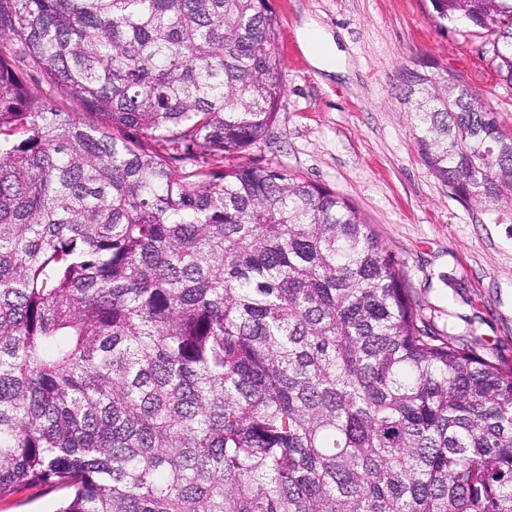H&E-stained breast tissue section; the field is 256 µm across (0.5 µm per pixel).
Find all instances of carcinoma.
Masks as SVG:
<instances>
[{
  "instance_id": "cac0c4a2",
  "label": "carcinoma",
  "mask_w": 512,
  "mask_h": 512,
  "mask_svg": "<svg viewBox=\"0 0 512 512\" xmlns=\"http://www.w3.org/2000/svg\"><path fill=\"white\" fill-rule=\"evenodd\" d=\"M430 3L512 85V0ZM278 28L271 0H0V495L512 512V367L425 324L346 198L224 164L275 122ZM431 67L401 79L420 158L512 202V133Z\"/></svg>"
}]
</instances>
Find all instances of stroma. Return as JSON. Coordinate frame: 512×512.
I'll use <instances>...</instances> for the list:
<instances>
[{
  "instance_id": "obj_1",
  "label": "stroma",
  "mask_w": 512,
  "mask_h": 512,
  "mask_svg": "<svg viewBox=\"0 0 512 512\" xmlns=\"http://www.w3.org/2000/svg\"><path fill=\"white\" fill-rule=\"evenodd\" d=\"M284 94L266 140L239 163L272 166L347 198L402 263L437 334L512 366V205L455 196L422 162L398 99L401 73L428 61L462 76L512 128V86L499 81L487 41L459 23L442 30L429 0H272ZM331 35L339 72L311 64L306 25ZM65 488L0 497V512H55Z\"/></svg>"
}]
</instances>
